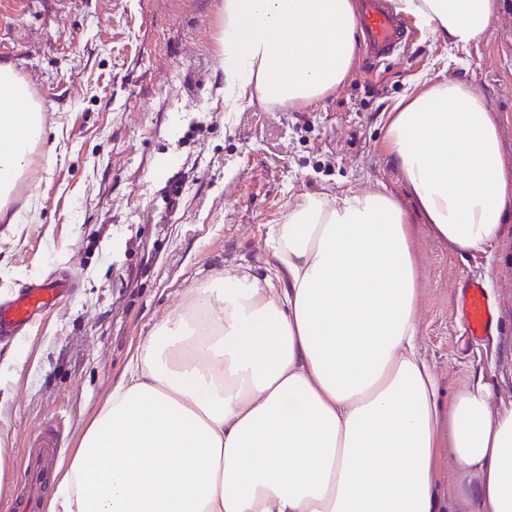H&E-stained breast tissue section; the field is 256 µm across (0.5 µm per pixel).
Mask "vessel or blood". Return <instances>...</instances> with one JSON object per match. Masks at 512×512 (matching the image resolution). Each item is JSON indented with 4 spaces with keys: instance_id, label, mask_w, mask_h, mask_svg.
Returning <instances> with one entry per match:
<instances>
[{
    "instance_id": "obj_1",
    "label": "vessel or blood",
    "mask_w": 512,
    "mask_h": 512,
    "mask_svg": "<svg viewBox=\"0 0 512 512\" xmlns=\"http://www.w3.org/2000/svg\"><path fill=\"white\" fill-rule=\"evenodd\" d=\"M359 22L365 50L378 62L384 61L409 32L406 19L395 12L390 0H363ZM66 287V281L52 276L38 278L12 300L0 303V337L18 335L39 320ZM455 305L468 336L480 340L490 335L497 321L496 311L481 281L467 280L455 297ZM59 451L57 431L45 429L36 450L24 457L25 480L15 503L17 512H38L47 472Z\"/></svg>"
}]
</instances>
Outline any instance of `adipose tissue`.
Instances as JSON below:
<instances>
[{
    "mask_svg": "<svg viewBox=\"0 0 512 512\" xmlns=\"http://www.w3.org/2000/svg\"><path fill=\"white\" fill-rule=\"evenodd\" d=\"M454 46L497 0H397ZM353 0H224L226 90L294 108L347 75ZM0 63V222L43 138ZM385 140L434 236L460 255L512 221L500 122L453 77L424 80ZM259 277L228 268L154 325L59 470L46 512H512V400L477 378L443 394L419 349L412 227L383 189L310 195L265 239ZM456 465L440 492L439 451Z\"/></svg>",
    "mask_w": 512,
    "mask_h": 512,
    "instance_id": "1",
    "label": "adipose tissue"
}]
</instances>
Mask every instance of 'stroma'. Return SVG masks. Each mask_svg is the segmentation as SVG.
<instances>
[{"label":"stroma","instance_id":"35a3bbf8","mask_svg":"<svg viewBox=\"0 0 512 512\" xmlns=\"http://www.w3.org/2000/svg\"><path fill=\"white\" fill-rule=\"evenodd\" d=\"M224 0H0V62L42 109L44 139L0 223V297L61 272L74 291L22 336L0 339V505L20 460L59 425L64 450L110 392L138 342L227 266L262 275L270 225L312 193L382 188L412 225L420 348L444 393L483 377L512 398V223L486 251L436 239L392 164L388 114L415 83L468 82L500 117L512 170V0L465 46L419 30L388 61L355 54L316 102L230 105L219 44ZM52 161H45V153ZM483 281L491 336H465L456 289Z\"/></svg>","mask_w":512,"mask_h":512}]
</instances>
